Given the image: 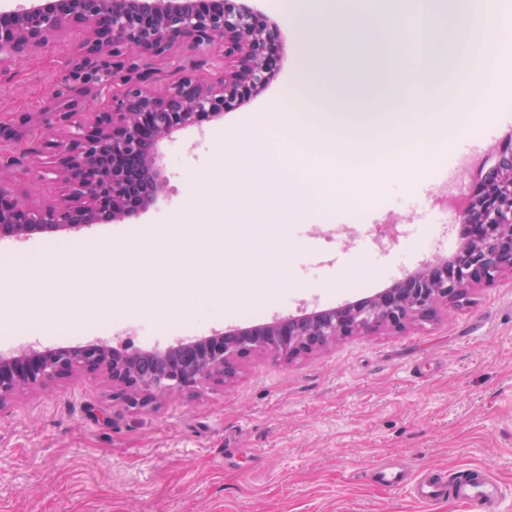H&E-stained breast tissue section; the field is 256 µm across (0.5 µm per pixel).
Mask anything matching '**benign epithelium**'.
Returning <instances> with one entry per match:
<instances>
[{"label":"benign epithelium","mask_w":512,"mask_h":512,"mask_svg":"<svg viewBox=\"0 0 512 512\" xmlns=\"http://www.w3.org/2000/svg\"><path fill=\"white\" fill-rule=\"evenodd\" d=\"M79 34L82 57H178V77L112 71L119 89L94 112H65L61 133L47 140L48 161L26 166L62 184L57 199L24 200L12 174L0 175V239L78 232L91 224L138 217L166 192L159 143L205 125L259 94L283 60L279 23L252 0H33L0 12V70L6 71L50 43ZM220 65L204 72L211 59ZM464 241L445 260L422 267L383 291L308 316L216 331L164 351L129 354L105 340L0 356V408L19 394L38 392L79 373H100L114 397L144 408L173 391L195 392L235 380L251 356L289 362L348 336L403 331L436 319L441 308L468 291L512 274V142L472 193Z\"/></svg>","instance_id":"benign-epithelium-1"}]
</instances>
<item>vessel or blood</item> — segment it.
Returning <instances> with one entry per match:
<instances>
[{"label":"vessel or blood","mask_w":512,"mask_h":512,"mask_svg":"<svg viewBox=\"0 0 512 512\" xmlns=\"http://www.w3.org/2000/svg\"><path fill=\"white\" fill-rule=\"evenodd\" d=\"M500 79L501 91L496 105L489 108L475 130L448 142V172L444 182L448 188L449 222H456L468 200L467 192L457 182L459 171L479 161L488 141L497 137L499 126L512 121V55L500 62ZM374 473L384 486L408 489L412 497L422 503H433L452 493L466 505L478 507L480 512H490L500 495L498 482L482 470L460 476L452 482L433 470L411 480L406 479L402 471L387 465L376 466Z\"/></svg>","instance_id":"1"}]
</instances>
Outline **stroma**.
I'll return each mask as SVG.
<instances>
[{
  "label": "stroma",
  "instance_id": "35a3bbf8",
  "mask_svg": "<svg viewBox=\"0 0 512 512\" xmlns=\"http://www.w3.org/2000/svg\"><path fill=\"white\" fill-rule=\"evenodd\" d=\"M284 34L281 69L258 96L205 133L163 140L167 194L137 219L70 235L56 258L96 286L102 317H17L0 353L120 338L130 353L182 339L330 309L390 287L427 261L451 257L461 224H443L444 192L412 220L415 167L381 160L344 180L370 198L361 216L337 211L287 221L268 178L291 182L276 158L251 180L229 144L275 103L298 69L300 30L318 15L264 0ZM65 39L0 73V165L22 161L56 131L60 113L94 111L112 90V60H85ZM112 247L101 265L98 238ZM394 462L455 479L487 468L512 512V277L472 290L437 320L349 336L289 362L252 357L234 382L171 392L133 410L98 374H81L0 409V512H465L372 481Z\"/></svg>",
  "mask_w": 512,
  "mask_h": 512
}]
</instances>
